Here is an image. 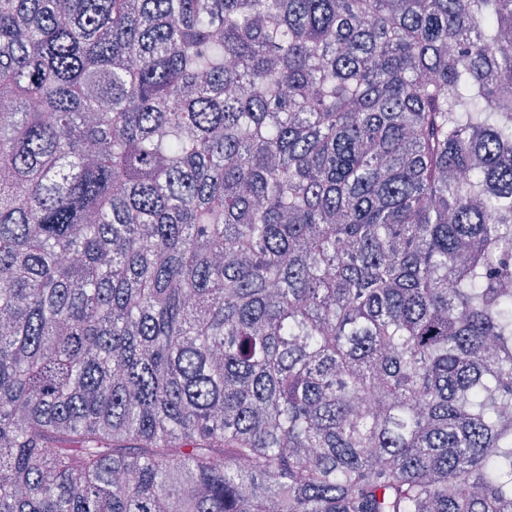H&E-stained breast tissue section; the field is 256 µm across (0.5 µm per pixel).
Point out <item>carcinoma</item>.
<instances>
[{
	"label": "carcinoma",
	"instance_id": "obj_1",
	"mask_svg": "<svg viewBox=\"0 0 512 512\" xmlns=\"http://www.w3.org/2000/svg\"><path fill=\"white\" fill-rule=\"evenodd\" d=\"M512 0H0V512H512Z\"/></svg>",
	"mask_w": 512,
	"mask_h": 512
}]
</instances>
